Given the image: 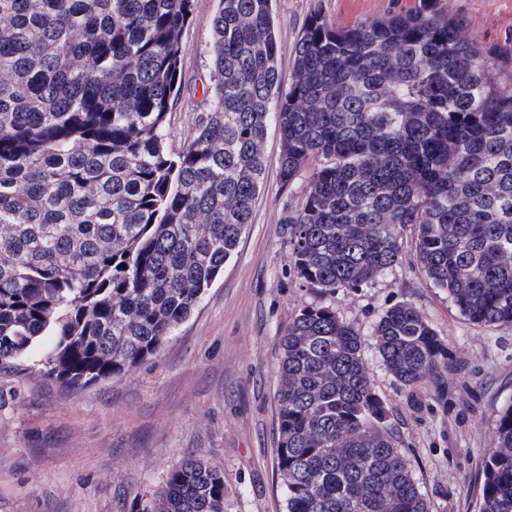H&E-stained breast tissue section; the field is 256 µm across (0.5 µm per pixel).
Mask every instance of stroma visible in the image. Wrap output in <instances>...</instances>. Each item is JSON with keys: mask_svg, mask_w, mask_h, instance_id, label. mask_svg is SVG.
I'll list each match as a JSON object with an SVG mask.
<instances>
[{"mask_svg": "<svg viewBox=\"0 0 512 512\" xmlns=\"http://www.w3.org/2000/svg\"><path fill=\"white\" fill-rule=\"evenodd\" d=\"M418 0H274L279 66L289 73L311 13L336 26L414 11ZM484 47H512V0H450ZM218 0H194L182 31L186 83L208 82ZM206 105L181 100L167 145L189 141ZM265 179L234 255L158 355L82 388L44 379L37 348L0 369V512H135L169 471L201 455L224 472V512H286L274 468L278 442V339L300 307L331 306L358 331L374 388L429 512H477L484 454L512 404V327L475 325L435 288L404 229L400 262L372 284L329 294L305 286L291 262L283 217L307 185L279 178L281 137L269 125ZM412 303L447 348L444 365L405 386L384 368L374 327L395 303Z\"/></svg>", "mask_w": 512, "mask_h": 512, "instance_id": "obj_1", "label": "stroma"}]
</instances>
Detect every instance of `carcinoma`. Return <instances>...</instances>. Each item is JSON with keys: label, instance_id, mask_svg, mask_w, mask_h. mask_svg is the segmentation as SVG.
<instances>
[{"label": "carcinoma", "instance_id": "cac0c4a2", "mask_svg": "<svg viewBox=\"0 0 512 512\" xmlns=\"http://www.w3.org/2000/svg\"><path fill=\"white\" fill-rule=\"evenodd\" d=\"M193 0H0V368L48 336L42 376L82 387L155 357L251 223L278 126L286 213L310 288H360L415 259L461 316L512 327V59L442 0L338 28L310 14L288 76L272 0H219L209 101L165 147L185 93ZM388 372L417 384L445 345L415 306L374 328ZM276 469L287 512H428L372 386L357 330L301 307L279 339ZM135 512H224L199 455ZM479 512H512V404L484 456Z\"/></svg>", "mask_w": 512, "mask_h": 512}]
</instances>
